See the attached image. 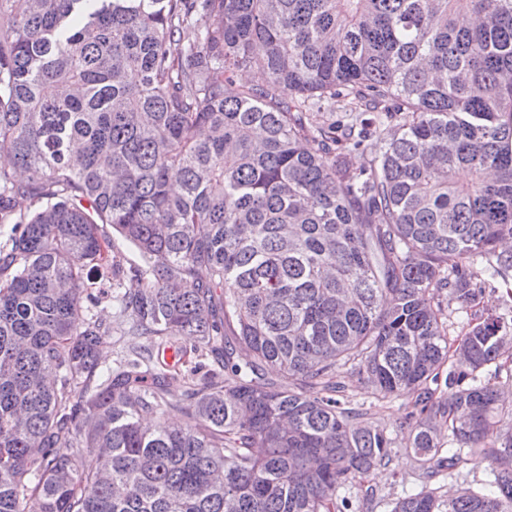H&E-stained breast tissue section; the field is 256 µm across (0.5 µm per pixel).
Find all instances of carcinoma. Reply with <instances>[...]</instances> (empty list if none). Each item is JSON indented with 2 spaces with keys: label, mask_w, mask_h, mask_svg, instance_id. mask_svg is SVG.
Returning <instances> with one entry per match:
<instances>
[{
  "label": "carcinoma",
  "mask_w": 512,
  "mask_h": 512,
  "mask_svg": "<svg viewBox=\"0 0 512 512\" xmlns=\"http://www.w3.org/2000/svg\"><path fill=\"white\" fill-rule=\"evenodd\" d=\"M2 224L0 512H350L395 441L348 365L414 397L424 486L390 512H512V405L479 378L512 322L445 325L512 277V0H0ZM105 265L144 343L102 373ZM168 336L219 365L181 400ZM464 448L489 479L444 499Z\"/></svg>",
  "instance_id": "cac0c4a2"
}]
</instances>
